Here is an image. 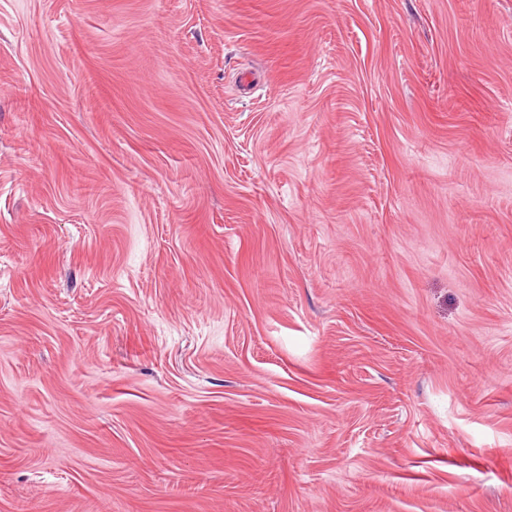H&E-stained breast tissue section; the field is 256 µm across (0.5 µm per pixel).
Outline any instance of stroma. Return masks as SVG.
<instances>
[{
	"label": "stroma",
	"mask_w": 512,
	"mask_h": 512,
	"mask_svg": "<svg viewBox=\"0 0 512 512\" xmlns=\"http://www.w3.org/2000/svg\"><path fill=\"white\" fill-rule=\"evenodd\" d=\"M0 512H512V0H0Z\"/></svg>",
	"instance_id": "obj_1"
}]
</instances>
